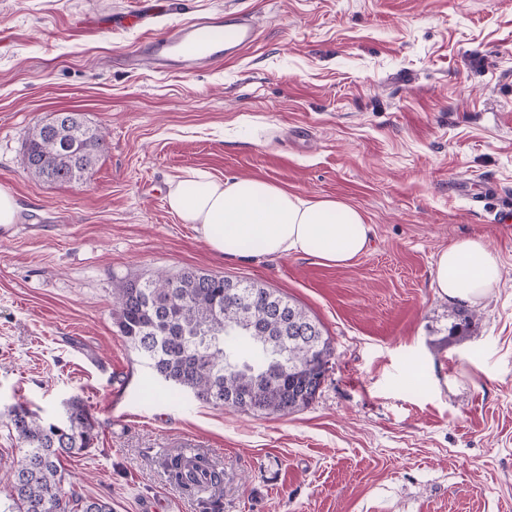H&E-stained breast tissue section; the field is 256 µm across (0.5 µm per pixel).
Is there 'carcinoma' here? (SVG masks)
<instances>
[{"label":"carcinoma","instance_id":"carcinoma-1","mask_svg":"<svg viewBox=\"0 0 512 512\" xmlns=\"http://www.w3.org/2000/svg\"><path fill=\"white\" fill-rule=\"evenodd\" d=\"M104 133L85 124L78 112H58L36 124L25 143L23 166L36 180L72 184L92 170L105 150ZM229 279L186 269L169 276L117 284V325L130 347L165 381L202 401L216 390L217 409L254 415H287L307 407L316 396L309 365L333 354L329 338L308 311L276 290L247 282L253 302L226 301ZM275 305L283 313H271ZM94 423L82 400L74 397L55 422H45L23 404L10 411L9 432L20 451L0 512H112L109 502L65 490L63 454L92 447ZM174 478L195 484V473L210 485L221 474L204 456L187 461L180 454L167 462Z\"/></svg>","mask_w":512,"mask_h":512}]
</instances>
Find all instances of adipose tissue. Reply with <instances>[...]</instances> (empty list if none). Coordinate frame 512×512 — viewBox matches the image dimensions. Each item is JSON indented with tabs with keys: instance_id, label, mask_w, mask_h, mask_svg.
Here are the masks:
<instances>
[{
	"instance_id": "obj_1",
	"label": "adipose tissue",
	"mask_w": 512,
	"mask_h": 512,
	"mask_svg": "<svg viewBox=\"0 0 512 512\" xmlns=\"http://www.w3.org/2000/svg\"><path fill=\"white\" fill-rule=\"evenodd\" d=\"M167 204L227 258L302 254L345 266L369 247L370 227L356 207L303 198L259 179L222 180L196 170L191 178L170 181ZM501 279L497 254L479 237L454 240L435 260V286L452 299L478 302Z\"/></svg>"
}]
</instances>
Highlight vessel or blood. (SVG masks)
Returning <instances> with one entry per match:
<instances>
[{
    "label": "vessel or blood",
    "mask_w": 512,
    "mask_h": 512,
    "mask_svg": "<svg viewBox=\"0 0 512 512\" xmlns=\"http://www.w3.org/2000/svg\"><path fill=\"white\" fill-rule=\"evenodd\" d=\"M249 16L227 13L192 19L142 45L141 51L160 74H193L236 58L257 39Z\"/></svg>",
    "instance_id": "1"
}]
</instances>
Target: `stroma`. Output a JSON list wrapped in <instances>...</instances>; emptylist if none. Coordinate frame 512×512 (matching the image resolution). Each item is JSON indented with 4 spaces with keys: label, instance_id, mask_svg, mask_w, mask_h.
I'll use <instances>...</instances> for the list:
<instances>
[{
    "label": "stroma",
    "instance_id": "obj_1",
    "mask_svg": "<svg viewBox=\"0 0 512 512\" xmlns=\"http://www.w3.org/2000/svg\"><path fill=\"white\" fill-rule=\"evenodd\" d=\"M0 0V493L8 411L81 398L92 448L67 485L112 512H512V0ZM144 9L139 27L112 18ZM251 13L257 41L193 75L126 55L197 17ZM72 109L107 148L86 182L32 179V127ZM205 170L359 208L347 266L228 260L166 203ZM486 239L503 279L477 304L434 288L438 253ZM305 307L334 347L305 409L257 417L157 379L117 326L122 280L185 269ZM472 322L450 337L458 313ZM195 444L205 496L167 459ZM174 478L185 486H194L196 479L195 473L200 471L208 477L210 486L217 485L221 482V474L214 468L210 461L198 455L194 461H187L182 454L172 456L167 462Z\"/></svg>",
    "mask_w": 512,
    "mask_h": 512
}]
</instances>
